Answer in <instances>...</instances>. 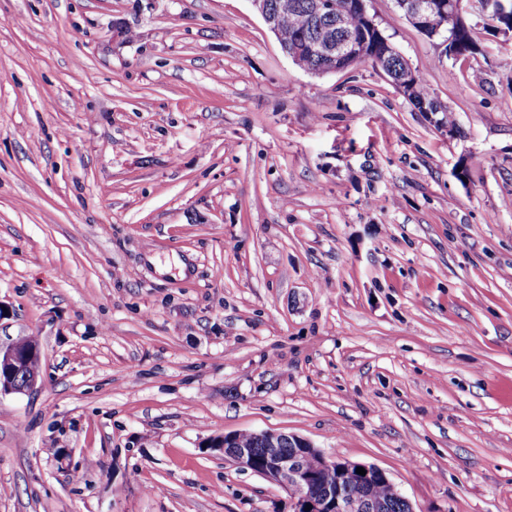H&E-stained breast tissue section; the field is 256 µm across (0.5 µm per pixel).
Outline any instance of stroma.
Wrapping results in <instances>:
<instances>
[{"mask_svg":"<svg viewBox=\"0 0 512 512\" xmlns=\"http://www.w3.org/2000/svg\"><path fill=\"white\" fill-rule=\"evenodd\" d=\"M367 10L454 129L251 0H0V512H289L261 431L512 512V31ZM25 345L13 341L0 343V395L25 393L37 389L41 380V351L23 337Z\"/></svg>","mask_w":512,"mask_h":512,"instance_id":"1","label":"stroma"}]
</instances>
